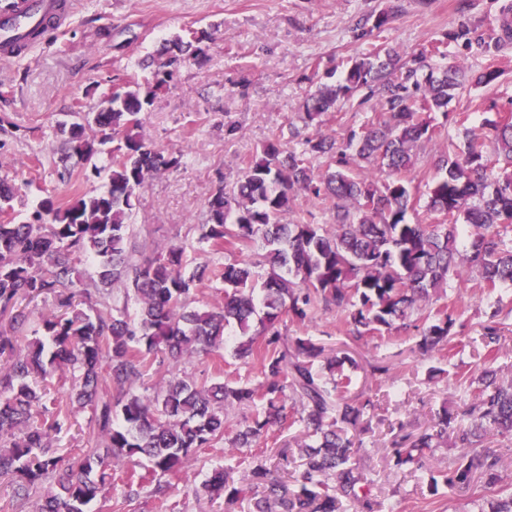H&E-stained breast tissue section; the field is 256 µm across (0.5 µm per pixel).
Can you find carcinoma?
<instances>
[{"label":"carcinoma","mask_w":512,"mask_h":512,"mask_svg":"<svg viewBox=\"0 0 512 512\" xmlns=\"http://www.w3.org/2000/svg\"><path fill=\"white\" fill-rule=\"evenodd\" d=\"M209 39L189 29L159 52L151 78L112 87L91 112L74 101L59 134L67 156L96 177L108 172L103 190L63 204L45 198L18 222L10 205L15 185L0 179V477L24 491L54 485L35 512H87L103 489L119 483L130 492L153 483L166 495L199 451L222 441L224 457H239L251 483L235 479L233 466L214 468L196 496L245 503L247 512H340L345 501L355 512H384L365 473L364 416L375 404L353 394L343 372L354 360L309 337L288 336L287 322L334 308L359 337L415 328L421 355L451 351L464 328L448 300L451 283L469 273L485 291L512 283V114L485 119L481 137L448 139L425 183L426 210L442 222H410L420 197L404 173L417 149L440 135L431 114L448 119V103L469 79L460 65L436 70L415 59L405 68L396 48L380 44L305 99L303 119L316 130L302 149L281 135L267 140L232 186L215 188L204 222L191 227L214 255L241 253L259 240L260 258L205 260L188 274L181 243L138 259L131 224L137 192L153 174L180 165L140 133L139 114L185 62L206 60ZM363 88L378 97L381 112L341 148L319 127ZM109 142L105 164L102 146ZM312 157L327 160L322 173L314 174ZM375 168L391 177L373 179ZM300 195L333 203V224H310L301 215L284 221ZM89 258L99 267L95 291L103 301L84 310L75 305L76 295H90L78 264ZM205 276L224 285V296L194 307L193 291ZM38 297L52 299V307L30 337L21 303ZM505 339L495 311L480 325L478 375L460 376L474 386L460 412L444 404L416 433L403 420L388 424L396 468L418 471L425 451L460 449L428 480L432 509L480 481L496 498L475 512H512L503 454L493 447L499 437L512 438V381L501 380L498 365ZM230 344L235 358L259 361L260 381L199 384L180 372L183 361L220 356ZM151 371L161 380L147 394L139 388ZM57 382L67 385L65 407L51 392ZM87 407L91 424L78 452L56 454L55 436L71 426L73 409ZM230 408L243 410L233 423ZM295 425L303 428L298 454L277 450L280 460L300 464L289 484L273 475L262 444Z\"/></svg>","instance_id":"obj_1"}]
</instances>
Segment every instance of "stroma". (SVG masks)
<instances>
[{"instance_id":"35a3bbf8","label":"stroma","mask_w":512,"mask_h":512,"mask_svg":"<svg viewBox=\"0 0 512 512\" xmlns=\"http://www.w3.org/2000/svg\"><path fill=\"white\" fill-rule=\"evenodd\" d=\"M68 28L46 45L11 63H0V178L19 184L12 205L26 216L43 198L63 200L74 188L101 189L106 177L74 184L62 182V167L80 174L76 161L61 165L55 128L67 121L72 100L92 110L102 90L144 80L150 75L142 62L160 43L183 30L212 34L204 64L186 63L175 82L163 90L150 111L141 113L146 138L169 151L183 153L179 168L149 178L138 194L132 222L147 249L174 242L198 246L189 227L202 217L218 184L233 183L245 161L268 138L295 125L300 136L310 133L302 120L305 97L317 86L318 68L340 66L381 43L398 48L403 60L427 53L432 67L462 64L472 74L498 71L490 85L469 86L449 109L467 116L465 125L442 128V137L459 141L465 130L480 131L485 118L512 112V38H502L498 22L512 14V0H75ZM393 10L383 29L362 33L369 15ZM445 54L432 56L430 46L447 40ZM378 109L375 100L340 103L323 127L344 142ZM40 158L38 170L28 167ZM456 305L464 333L452 340L448 374L428 380L429 361L420 359L416 331L383 336L350 334L339 325L335 310H323L308 321L292 323L293 336H309L327 347L346 349L355 360L351 373L361 390L376 395L372 429L364 440L371 450L373 492L388 500L394 512H422L424 474L394 472L389 466L391 436L388 421L407 416L426 424L442 402L455 408L467 404L472 392L458 382L460 373L476 363L475 338L481 322L501 310L512 325V283L492 292L461 285ZM392 368L371 377V364ZM195 381L258 379V364L242 365L232 355L194 358L182 366ZM224 460L223 447L200 452L176 488L163 497L143 488L127 495L123 486L106 491L108 507L91 512H224L223 500L195 498L192 487Z\"/></svg>"}]
</instances>
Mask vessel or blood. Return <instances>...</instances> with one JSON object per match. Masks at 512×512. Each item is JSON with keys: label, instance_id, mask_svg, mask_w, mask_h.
<instances>
[{"label": "vessel or blood", "instance_id": "obj_1", "mask_svg": "<svg viewBox=\"0 0 512 512\" xmlns=\"http://www.w3.org/2000/svg\"><path fill=\"white\" fill-rule=\"evenodd\" d=\"M73 12L72 0H12L0 13V60L18 59L62 31Z\"/></svg>", "mask_w": 512, "mask_h": 512}]
</instances>
